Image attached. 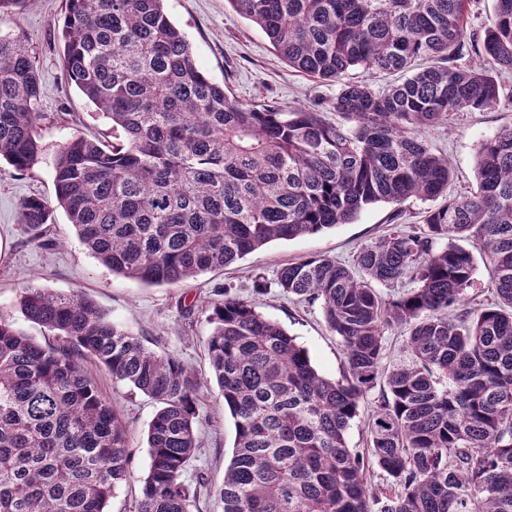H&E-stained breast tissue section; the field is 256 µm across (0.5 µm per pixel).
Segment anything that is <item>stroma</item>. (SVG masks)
Instances as JSON below:
<instances>
[{"label": "stroma", "instance_id": "35a3bbf8", "mask_svg": "<svg viewBox=\"0 0 512 512\" xmlns=\"http://www.w3.org/2000/svg\"><path fill=\"white\" fill-rule=\"evenodd\" d=\"M63 0H30L19 13L0 17V33L25 41L38 62L42 94L40 141L42 155L29 170L0 166V307H14L24 290L38 284L63 293H78L94 301L114 322L139 337L152 350L176 356L202 386L197 393L195 431L199 447L185 478L198 489L191 512H218L214 495L232 457L234 421L219 404V390L210 373L206 341L209 308L217 289L256 298L261 311L279 322L305 347L316 368L340 377L344 355L324 321L319 304L282 293L277 272L285 264L325 256L354 265L361 245L418 223L421 201L367 207L350 224L290 241H274L222 272L204 273L176 285L149 286L112 274L89 254L64 213L47 225L44 241L32 240L20 224L21 200L55 199L51 161L59 145L75 135L111 141L112 132L92 105L68 83L62 68L60 27ZM171 20L188 36L208 75L223 83L241 103L276 106L289 112L328 108L338 87L288 67L275 54L262 30L240 16L228 0H165ZM512 125V104L500 101L486 109L453 114L444 124L426 130L433 148L448 156L454 177L448 187L455 195L474 187L477 151L484 138ZM192 315H185L186 307ZM104 396L109 398L130 430L134 457L132 476L109 503V512H136L142 481L149 466L147 430L158 405L138 391L114 382L109 374L88 364Z\"/></svg>", "mask_w": 512, "mask_h": 512}]
</instances>
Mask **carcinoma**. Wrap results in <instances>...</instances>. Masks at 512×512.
Listing matches in <instances>:
<instances>
[{
    "label": "carcinoma",
    "mask_w": 512,
    "mask_h": 512,
    "mask_svg": "<svg viewBox=\"0 0 512 512\" xmlns=\"http://www.w3.org/2000/svg\"><path fill=\"white\" fill-rule=\"evenodd\" d=\"M165 0H64L61 66L118 142L74 136L53 160L56 206L27 198L37 240L60 208L112 273L175 285L222 271L276 240L356 220L379 203L435 201L453 170L425 131L500 101L512 71V0L482 39L471 0H228L289 67L340 90L329 113L245 107L212 80ZM478 49L481 63L457 61ZM405 72L376 90L348 81ZM41 79L18 37L0 34V161L39 159ZM476 189L419 224L362 245L356 268L324 256L277 273L282 292L321 305L344 355L339 379L252 300L224 294L207 321L210 364L234 420L222 512H512V126L486 137ZM494 301L470 305L476 259ZM415 287L388 300L374 285ZM59 346L0 308V512H107L130 477L129 431L87 375L94 361L159 404L137 512H191L199 381L79 295L31 286L16 304ZM406 331L383 362V336ZM370 448L349 447L360 403ZM385 473L375 488L370 471Z\"/></svg>",
    "instance_id": "1"
}]
</instances>
